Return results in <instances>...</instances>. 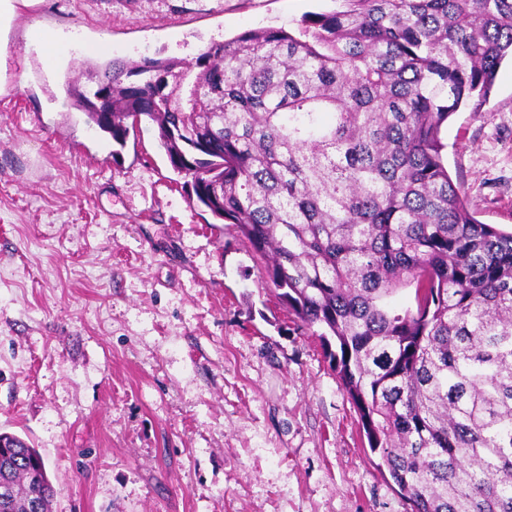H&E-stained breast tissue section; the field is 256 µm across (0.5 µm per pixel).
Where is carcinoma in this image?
Here are the masks:
<instances>
[{
    "label": "carcinoma",
    "instance_id": "1",
    "mask_svg": "<svg viewBox=\"0 0 512 512\" xmlns=\"http://www.w3.org/2000/svg\"><path fill=\"white\" fill-rule=\"evenodd\" d=\"M336 4L66 92L120 146L154 125L196 202L267 257L410 512H512V231L476 218L441 139L512 59V0ZM1 442L0 512L35 487L52 512L41 453Z\"/></svg>",
    "mask_w": 512,
    "mask_h": 512
}]
</instances>
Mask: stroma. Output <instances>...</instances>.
I'll return each instance as SVG.
<instances>
[{"label":"stroma","instance_id":"35a3bbf8","mask_svg":"<svg viewBox=\"0 0 512 512\" xmlns=\"http://www.w3.org/2000/svg\"><path fill=\"white\" fill-rule=\"evenodd\" d=\"M334 0H41L0 96V432L52 512H406L318 337L233 226L190 204L150 125L124 147L69 105L88 48L191 61ZM70 46L44 72L29 36ZM480 221L512 228V65L442 129Z\"/></svg>","mask_w":512,"mask_h":512}]
</instances>
